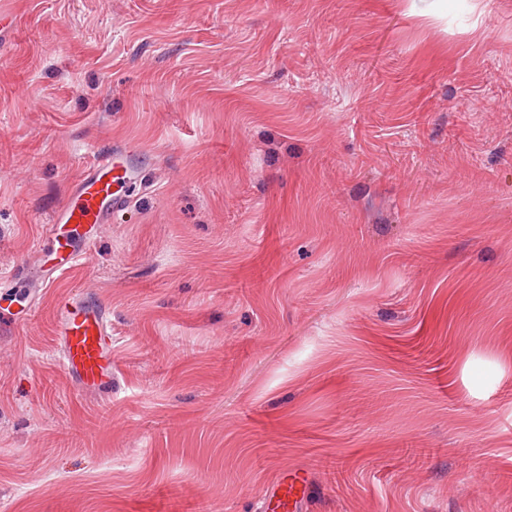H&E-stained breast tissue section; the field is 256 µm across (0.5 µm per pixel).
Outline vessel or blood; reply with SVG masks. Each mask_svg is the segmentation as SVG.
I'll return each instance as SVG.
<instances>
[{
  "label": "vessel or blood",
  "instance_id": "b4317fda",
  "mask_svg": "<svg viewBox=\"0 0 512 512\" xmlns=\"http://www.w3.org/2000/svg\"><path fill=\"white\" fill-rule=\"evenodd\" d=\"M142 165V155L94 149L91 160L82 166L78 193L55 213L41 236L36 265L21 263L8 272L7 284L0 288V324L31 317L35 295L87 258L92 231L125 210L123 187L139 180ZM55 324L58 361L71 379L84 389L111 386L112 319L106 304L89 294L63 297L55 307ZM310 493L305 479L284 478L264 498L260 510L298 512Z\"/></svg>",
  "mask_w": 512,
  "mask_h": 512
}]
</instances>
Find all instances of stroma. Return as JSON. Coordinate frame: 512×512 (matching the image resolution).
Wrapping results in <instances>:
<instances>
[{
	"label": "stroma",
	"instance_id": "obj_1",
	"mask_svg": "<svg viewBox=\"0 0 512 512\" xmlns=\"http://www.w3.org/2000/svg\"><path fill=\"white\" fill-rule=\"evenodd\" d=\"M0 272L92 148L123 217L0 325V512H512V0H0ZM112 313L76 389L53 311ZM311 493L310 483L299 476L282 479L274 486L260 506L261 512H299Z\"/></svg>",
	"mask_w": 512,
	"mask_h": 512
}]
</instances>
